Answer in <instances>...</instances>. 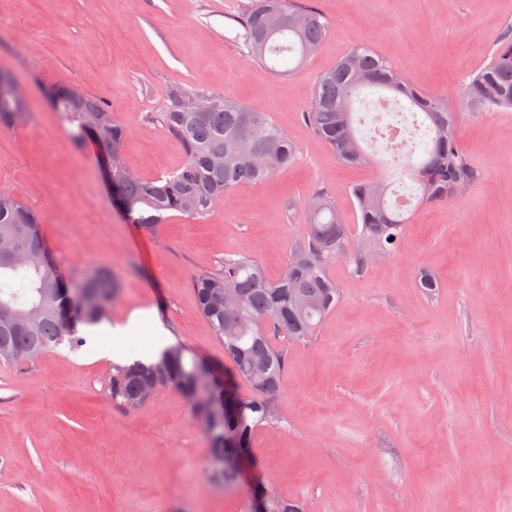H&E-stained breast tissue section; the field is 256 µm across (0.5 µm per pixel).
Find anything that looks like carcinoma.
I'll use <instances>...</instances> for the list:
<instances>
[{"label":"carcinoma","mask_w":512,"mask_h":512,"mask_svg":"<svg viewBox=\"0 0 512 512\" xmlns=\"http://www.w3.org/2000/svg\"><path fill=\"white\" fill-rule=\"evenodd\" d=\"M285 10L298 25L276 28L271 11ZM242 38L255 58L274 63L286 56L302 64L319 50L327 24L311 8L298 9L289 0H253L241 20ZM64 84L48 88L58 97L55 112L72 143L80 148L95 138L103 156L112 161V191L128 221L152 231L174 213L194 221L205 220L215 204L227 198L241 183L272 178L296 163L297 149L268 113L258 112L233 100L217 104L199 101L195 112L182 110L175 100L162 113L165 131L181 141L186 159L178 170L154 180L129 174L125 164L128 133L112 119L102 100L87 96L84 112H71L61 92ZM380 88L407 98L422 112L425 127L424 159L410 166L396 162L393 171L410 167L417 182L419 200L426 205L448 203V193H463L479 179V172L458 143V115L439 96L415 88L394 65L370 47L357 44L317 78L305 120L313 133L348 166L371 167L372 157L362 148L350 150L356 139L353 105L364 89ZM461 104L471 112L512 110V32L498 41L490 61L473 75L461 94ZM391 173L354 185L361 228L352 251L355 270L371 266L370 252L389 257L400 247L407 218L391 213L387 205ZM315 211H304L307 238L292 251L285 270L270 280L261 263L246 255H226L210 272L193 279L201 316L213 335L224 344L239 380L251 386L244 398L226 391L218 371L191 355L181 343L164 347L156 360L112 365L110 394L124 409L145 406L161 388L184 396L193 418L202 426L215 427L231 447H210L240 461L251 444L254 430L277 421L272 399L283 387L288 371V348L312 336L336 307L339 288L328 274L329 266L346 255L348 227L340 211L323 191ZM21 252L42 255L38 263L18 259ZM239 298L236 306L222 303L225 290ZM121 290V280L107 266L81 275L65 273L44 245L37 215L16 198L0 192V308L26 313L44 311L33 326L0 327V359L29 363L63 341L80 347V328L101 323ZM167 369L169 384L159 381L156 370ZM240 467L210 470V482L222 488L239 484Z\"/></svg>","instance_id":"1"}]
</instances>
